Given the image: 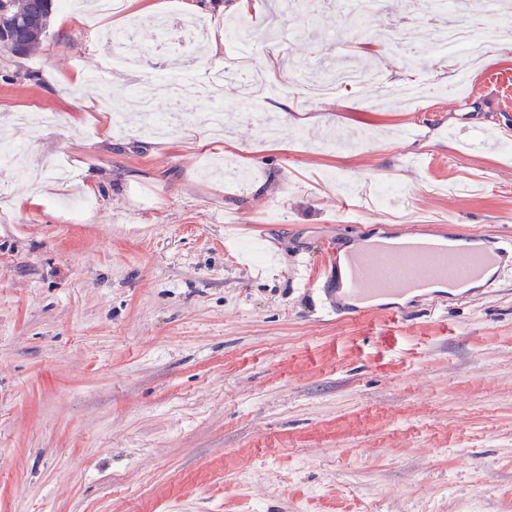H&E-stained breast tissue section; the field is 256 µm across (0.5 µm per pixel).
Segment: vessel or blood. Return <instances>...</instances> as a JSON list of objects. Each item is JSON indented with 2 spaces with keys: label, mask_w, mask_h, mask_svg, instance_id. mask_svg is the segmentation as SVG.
I'll list each match as a JSON object with an SVG mask.
<instances>
[{
  "label": "vessel or blood",
  "mask_w": 512,
  "mask_h": 512,
  "mask_svg": "<svg viewBox=\"0 0 512 512\" xmlns=\"http://www.w3.org/2000/svg\"><path fill=\"white\" fill-rule=\"evenodd\" d=\"M365 225L354 224L349 236L353 247L345 255H329L323 270L310 283L324 295L330 313L340 320H357L375 312L380 298H399L424 292L426 300L441 302L428 292L430 284L452 285L461 281L492 288L491 274L507 257L497 238L449 225L429 235L419 225H408L397 243L368 242Z\"/></svg>",
  "instance_id": "obj_1"
}]
</instances>
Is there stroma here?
<instances>
[{
	"label": "stroma",
	"mask_w": 512,
	"mask_h": 512,
	"mask_svg": "<svg viewBox=\"0 0 512 512\" xmlns=\"http://www.w3.org/2000/svg\"><path fill=\"white\" fill-rule=\"evenodd\" d=\"M155 2L209 36L250 20L252 66L278 50L265 110L279 137L248 119L240 80L186 97L174 134L153 136L130 101L160 66L153 32L114 45L122 15L62 10L29 55L0 50V141L65 165L33 206L0 171V512H512V268L475 301L410 297L402 315L347 322L301 279L346 247L344 202L394 234L466 224L512 242V35L484 30L472 62L439 50L402 0L356 36L345 0ZM399 23L411 67L372 39ZM117 51L141 67L111 69ZM328 55L383 84L313 100ZM460 67L472 88L457 108L444 89ZM76 73L105 79L104 112L79 111ZM413 79L432 94L380 99ZM285 97L297 112L276 110ZM216 110L219 133L203 121ZM26 111L59 119L18 127ZM225 159L250 182L214 175ZM89 179L93 207L74 217ZM382 179L404 205L376 207Z\"/></svg>",
	"instance_id": "obj_1"
}]
</instances>
